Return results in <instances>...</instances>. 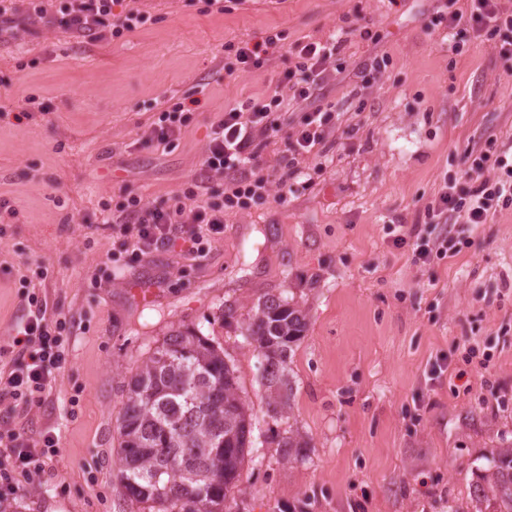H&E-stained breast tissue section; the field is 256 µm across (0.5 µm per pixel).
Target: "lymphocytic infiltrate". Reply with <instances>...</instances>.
<instances>
[{
  "instance_id": "1",
  "label": "lymphocytic infiltrate",
  "mask_w": 512,
  "mask_h": 512,
  "mask_svg": "<svg viewBox=\"0 0 512 512\" xmlns=\"http://www.w3.org/2000/svg\"><path fill=\"white\" fill-rule=\"evenodd\" d=\"M0 0V35L16 37L25 22L44 20L62 31L93 42L113 41L153 22L151 12L137 0ZM433 23L448 28L452 49H459L457 30L469 27L474 37L494 41L505 71L512 75V0H466L462 9H451L442 0ZM283 32L256 42L234 46V60L224 69L227 74L258 68L271 62L282 50L296 58L292 69L279 78L266 100H246L225 110L213 128L202 163L203 176L194 180L191 190L166 201H147L134 196L116 210L107 211L104 221L121 237L132 254L142 256L165 248L194 259L205 258L211 242L224 232V216L247 202L265 199L271 176L265 173L258 156L262 139L283 137L291 155L288 176L280 180L279 200H286L291 180L299 178L302 164L318 155L331 126L330 112L315 107L305 112L299 126H288L285 106L315 97L326 83L342 41H302L288 46ZM191 103L178 101L161 109L150 124L146 138L159 147L177 141L186 124L185 112ZM470 163L460 180H446L438 197L427 203L424 215L438 225L432 238H418L413 254L426 262L432 256L458 253L464 239L456 235L459 224H484L498 208L512 204V153L496 151L494 139L484 147L471 149ZM222 179L218 199H200L203 184ZM47 299L32 295L16 336L0 346V357L10 359L8 370H0V405L8 413L25 416L32 407L47 403L58 375L66 364L64 322L47 317ZM59 439L45 431L40 439L27 438L11 430L0 435V479L12 482L14 475L30 476L43 472L45 461L55 455Z\"/></svg>"
}]
</instances>
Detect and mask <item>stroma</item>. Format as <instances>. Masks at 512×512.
<instances>
[{"instance_id": "stroma-1", "label": "stroma", "mask_w": 512, "mask_h": 512, "mask_svg": "<svg viewBox=\"0 0 512 512\" xmlns=\"http://www.w3.org/2000/svg\"><path fill=\"white\" fill-rule=\"evenodd\" d=\"M155 23L97 44L38 23L0 42V343L23 314L22 275L70 321L68 363L49 405L12 427L60 440L43 477L16 476L14 512H149L116 477L124 381L169 330H201L233 366L257 418L228 512H448L492 448L512 443V206L469 226L451 258L416 262L393 247L396 217L417 224L474 145L512 147V77L493 42L454 53L430 26L435 0H246L224 14L203 0H145ZM283 30L289 42L341 33L340 62L318 103L332 130L310 180L227 214L207 258L126 251L103 203L160 201L199 174L225 109L265 99L293 67L224 72V46ZM386 58L373 71L374 58ZM198 106L168 149L146 142L153 105ZM153 289L149 303L132 287ZM294 299L308 330L290 362L289 416L266 415L257 353L242 327L265 294ZM232 317H225V310ZM488 368L464 364L467 347ZM447 370L432 377L439 359ZM78 405H70L71 396ZM310 446L295 461L288 432ZM288 437L282 438L278 442L279 448L282 449V455L284 458L291 460V459H298L299 457H302V453L306 448H309V442L298 431L294 432H288Z\"/></svg>"}]
</instances>
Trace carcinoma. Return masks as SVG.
Returning <instances> with one entry per match:
<instances>
[{"instance_id": "cac0c4a2", "label": "carcinoma", "mask_w": 512, "mask_h": 512, "mask_svg": "<svg viewBox=\"0 0 512 512\" xmlns=\"http://www.w3.org/2000/svg\"><path fill=\"white\" fill-rule=\"evenodd\" d=\"M307 325L296 302L266 295L242 332L262 358L260 384L272 419L291 409L289 363ZM118 422L119 478L130 502L157 512H223L255 422L220 347L193 327L169 331L126 383ZM278 445L284 458L296 460L309 442L291 432ZM473 499L492 512H512V444L491 451Z\"/></svg>"}]
</instances>
